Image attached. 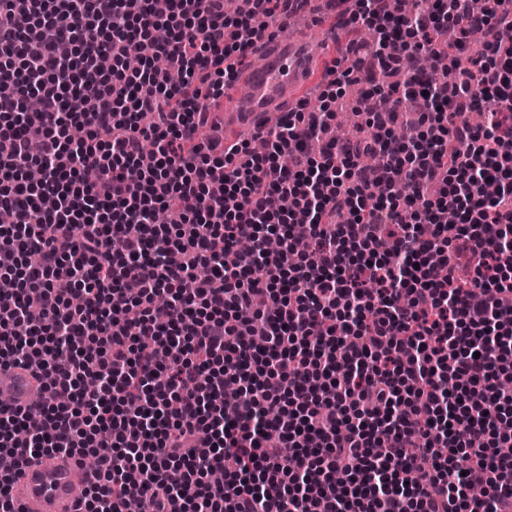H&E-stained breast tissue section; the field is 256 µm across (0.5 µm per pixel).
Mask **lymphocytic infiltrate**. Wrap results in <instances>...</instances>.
<instances>
[{"label":"lymphocytic infiltrate","instance_id":"obj_1","mask_svg":"<svg viewBox=\"0 0 512 512\" xmlns=\"http://www.w3.org/2000/svg\"><path fill=\"white\" fill-rule=\"evenodd\" d=\"M291 2L0 0V367L49 392L0 408V512L51 453L94 459L79 512H512V0H356L317 111L225 145L200 98ZM353 85L393 110L323 140Z\"/></svg>","mask_w":512,"mask_h":512}]
</instances>
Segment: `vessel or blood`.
Returning a JSON list of instances; mask_svg holds the SVG:
<instances>
[{
	"mask_svg": "<svg viewBox=\"0 0 512 512\" xmlns=\"http://www.w3.org/2000/svg\"><path fill=\"white\" fill-rule=\"evenodd\" d=\"M324 45L296 31L268 41L263 54L241 64L233 84L224 90L220 107L225 133L263 128L267 119L287 117L299 91L320 67ZM13 408L27 407L41 387L33 371L16 367L9 374ZM73 462L46 455L23 469L11 483L9 495L19 512H74L86 484L75 478Z\"/></svg>",
	"mask_w": 512,
	"mask_h": 512,
	"instance_id": "obj_1",
	"label": "vessel or blood"
}]
</instances>
